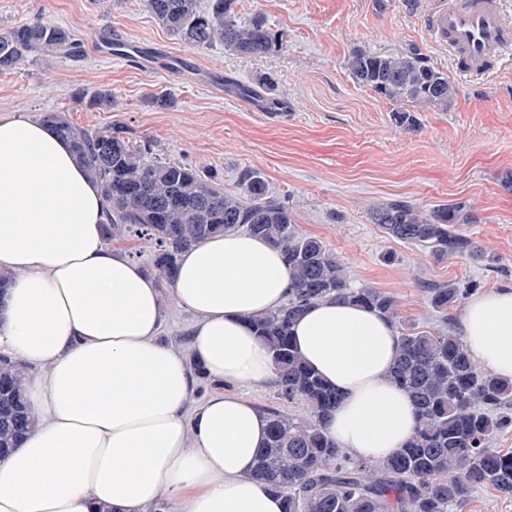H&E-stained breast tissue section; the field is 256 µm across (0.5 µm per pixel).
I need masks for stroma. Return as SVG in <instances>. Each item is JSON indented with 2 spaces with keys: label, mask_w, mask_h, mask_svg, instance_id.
<instances>
[{
  "label": "stroma",
  "mask_w": 512,
  "mask_h": 512,
  "mask_svg": "<svg viewBox=\"0 0 512 512\" xmlns=\"http://www.w3.org/2000/svg\"><path fill=\"white\" fill-rule=\"evenodd\" d=\"M433 3L385 0L381 10L376 0H236L241 18L263 14L286 43L277 55L242 58L219 45L183 48L143 0H0V28L40 17L84 46L80 58L39 56L0 73V116L60 111L80 126L151 139L162 157L214 172L228 192H240L244 170L260 172L300 233L326 242L353 283L390 293L406 322L427 330L438 319L426 285L512 287V61L483 81L454 74L422 23ZM97 38L180 51L186 64L174 71L160 58L146 73L135 61L100 56ZM412 46L449 73L456 95L448 110L417 112L410 131L396 123V104L355 84L344 63L356 49ZM262 77L281 121L263 118L238 91ZM104 89L114 99L107 110L92 103ZM161 93L172 107L150 104ZM390 200L425 210L466 204L479 221L461 231L497 256V267L437 260L390 239L369 216Z\"/></svg>",
  "instance_id": "35a3bbf8"
}]
</instances>
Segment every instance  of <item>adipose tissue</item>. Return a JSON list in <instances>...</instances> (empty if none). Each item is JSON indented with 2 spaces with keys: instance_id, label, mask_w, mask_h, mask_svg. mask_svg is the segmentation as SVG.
Masks as SVG:
<instances>
[{
  "instance_id": "obj_1",
  "label": "adipose tissue",
  "mask_w": 512,
  "mask_h": 512,
  "mask_svg": "<svg viewBox=\"0 0 512 512\" xmlns=\"http://www.w3.org/2000/svg\"><path fill=\"white\" fill-rule=\"evenodd\" d=\"M104 200L68 143L38 119L0 116V352L32 369L34 431L0 460V512H283L254 473L268 420L243 395L275 378L251 317L288 299L281 252L243 232L178 257L171 295L194 316L188 353L160 338L155 276L105 239ZM472 358L512 378V289L473 295L461 320ZM304 360L341 397L329 436L375 459L417 414L388 374L399 339L376 311L326 299L292 326ZM215 386L195 401L198 375Z\"/></svg>"
}]
</instances>
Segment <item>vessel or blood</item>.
I'll list each match as a JSON object with an SVG mask.
<instances>
[{"label": "vessel or blood", "instance_id": "1", "mask_svg": "<svg viewBox=\"0 0 512 512\" xmlns=\"http://www.w3.org/2000/svg\"><path fill=\"white\" fill-rule=\"evenodd\" d=\"M424 22L461 72L483 75L512 55V0H434Z\"/></svg>", "mask_w": 512, "mask_h": 512}]
</instances>
